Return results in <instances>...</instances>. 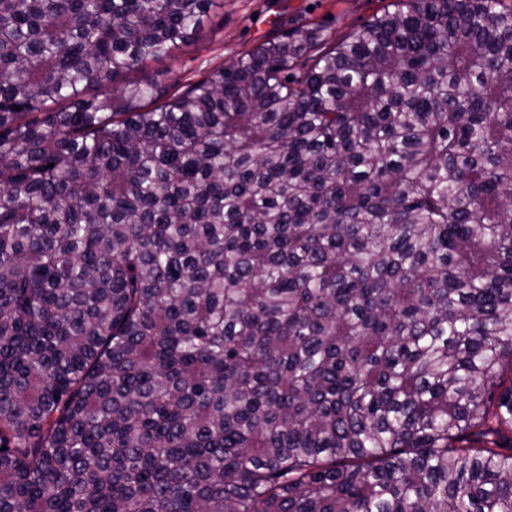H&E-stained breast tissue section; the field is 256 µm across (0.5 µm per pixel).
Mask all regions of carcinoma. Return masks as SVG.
Instances as JSON below:
<instances>
[{"mask_svg":"<svg viewBox=\"0 0 512 512\" xmlns=\"http://www.w3.org/2000/svg\"><path fill=\"white\" fill-rule=\"evenodd\" d=\"M222 7L0 0V512H512V2ZM389 0H224L202 30L174 56L153 65L165 84L184 85L213 67L228 66L266 39L319 23L337 40L386 7ZM257 15L256 20L253 16Z\"/></svg>","mask_w":512,"mask_h":512,"instance_id":"cac0c4a2","label":"carcinoma"}]
</instances>
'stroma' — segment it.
Wrapping results in <instances>:
<instances>
[{
	"instance_id": "35a3bbf8",
	"label": "stroma",
	"mask_w": 512,
	"mask_h": 512,
	"mask_svg": "<svg viewBox=\"0 0 512 512\" xmlns=\"http://www.w3.org/2000/svg\"><path fill=\"white\" fill-rule=\"evenodd\" d=\"M389 0H224L187 46L153 66L162 82L195 81L228 65L266 39L316 22L341 38L386 7Z\"/></svg>"
}]
</instances>
